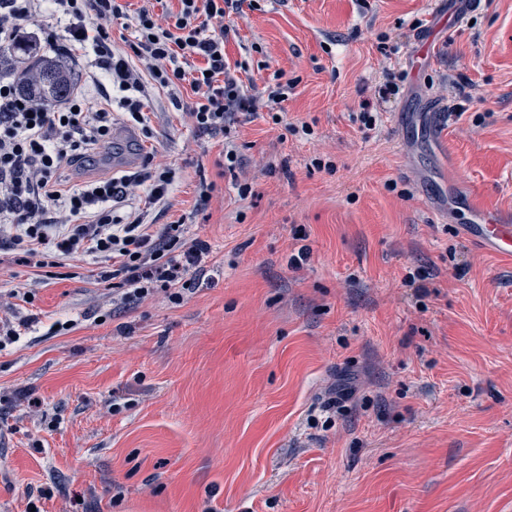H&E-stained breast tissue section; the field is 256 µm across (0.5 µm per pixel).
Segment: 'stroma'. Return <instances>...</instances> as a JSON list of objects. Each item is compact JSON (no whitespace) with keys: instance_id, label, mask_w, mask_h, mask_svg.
Instances as JSON below:
<instances>
[{"instance_id":"35a3bbf8","label":"stroma","mask_w":512,"mask_h":512,"mask_svg":"<svg viewBox=\"0 0 512 512\" xmlns=\"http://www.w3.org/2000/svg\"><path fill=\"white\" fill-rule=\"evenodd\" d=\"M433 10L260 0L225 17L244 84L295 81L285 123L311 128L238 116L244 198L223 136L150 91L180 180L148 220L211 244L201 285L101 321L92 264L38 285L35 323L0 351V512H512V260L465 230L474 193L512 216V0L467 9L416 73ZM391 73L398 94L360 129ZM203 178L217 192L201 211Z\"/></svg>"}]
</instances>
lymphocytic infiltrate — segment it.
<instances>
[{
	"instance_id": "f902f5d3",
	"label": "lymphocytic infiltrate",
	"mask_w": 512,
	"mask_h": 512,
	"mask_svg": "<svg viewBox=\"0 0 512 512\" xmlns=\"http://www.w3.org/2000/svg\"><path fill=\"white\" fill-rule=\"evenodd\" d=\"M179 2L178 11L158 14L151 0L133 12L125 0H0V51L21 42L45 55L62 49L90 68V80L102 76L111 87L94 109L84 90L51 104L0 76V243L33 273L9 298L33 303L35 284L58 278L80 259L96 263V279L115 308H136L158 296L177 305L196 290L195 273L211 245L184 219L146 220L149 209L168 207L179 179L173 165L149 150L141 171L131 175L75 188L59 178L64 164L90 159L111 140L113 108L152 140L146 105L152 88L168 91L177 107L181 89L190 87L196 100L188 117L201 134H223L224 167L231 172L243 166L233 131L237 115L264 110L282 122L287 85L249 92L239 78L246 61L232 63L224 54L226 13L254 8L255 0ZM117 20L130 32L119 51L112 45Z\"/></svg>"
}]
</instances>
